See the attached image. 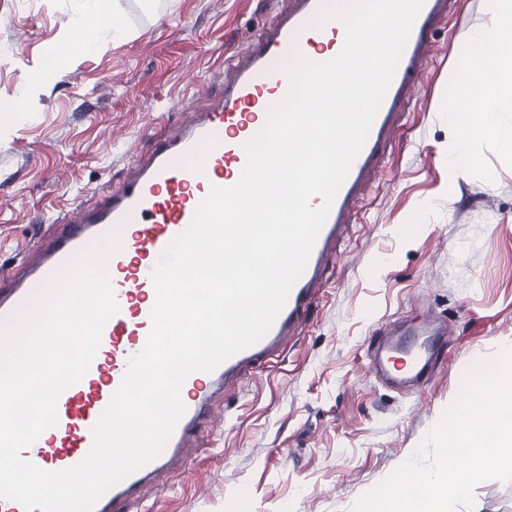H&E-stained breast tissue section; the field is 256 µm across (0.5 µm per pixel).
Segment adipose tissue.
Listing matches in <instances>:
<instances>
[{"label":"adipose tissue","instance_id":"adipose-tissue-1","mask_svg":"<svg viewBox=\"0 0 512 512\" xmlns=\"http://www.w3.org/2000/svg\"><path fill=\"white\" fill-rule=\"evenodd\" d=\"M485 24L457 53L478 59L475 72L457 82L448 100V127L455 149L448 161L461 172L471 161V143L499 128L502 113L512 112V0H486Z\"/></svg>","mask_w":512,"mask_h":512}]
</instances>
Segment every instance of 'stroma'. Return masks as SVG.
<instances>
[{
  "label": "stroma",
  "mask_w": 512,
  "mask_h": 512,
  "mask_svg": "<svg viewBox=\"0 0 512 512\" xmlns=\"http://www.w3.org/2000/svg\"><path fill=\"white\" fill-rule=\"evenodd\" d=\"M127 30L79 48L84 0H0V286L52 239L53 218L99 202L156 140L208 110L222 69L272 15L267 0H116ZM486 20L485 0H450L435 48L380 169L358 202L299 335L213 402L220 427L180 474L146 485L127 512H352L442 423L467 371L512 350V116L476 140L452 175L444 103L466 60L455 46ZM76 48L30 88L49 48ZM436 317L448 345L429 382L400 395L375 377L368 347L392 322Z\"/></svg>",
  "instance_id": "obj_1"
}]
</instances>
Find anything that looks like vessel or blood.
Segmentation results:
<instances>
[{
	"instance_id": "obj_1",
	"label": "vessel or blood",
	"mask_w": 512,
	"mask_h": 512,
	"mask_svg": "<svg viewBox=\"0 0 512 512\" xmlns=\"http://www.w3.org/2000/svg\"><path fill=\"white\" fill-rule=\"evenodd\" d=\"M450 0H423L391 84L366 142L341 184L302 275L267 333L253 345L226 359L215 371L195 372L181 389L186 411L163 452L105 492L92 512H122L137 497L144 480L165 471L202 436L201 420L217 387L230 383L245 368L278 351L301 327L313 302L326 262L354 220L356 199L382 159L398 121L428 63V33L448 15ZM270 22L247 46L224 59L231 77L224 95L199 119L159 139L151 156L135 164L124 186L103 203L64 214L55 221L56 235L24 278L0 293V329L18 320L33 290H44L60 270L111 238L121 248L107 264L118 307L106 322L101 343L88 372L57 400L58 423L21 451L23 459L46 471L79 463L89 452L92 428L120 387L129 360L146 345L157 304L153 273L165 250L192 224L212 187L231 181L246 163L245 145L265 126L271 108L286 95L289 78L284 61L309 55L315 38L335 46L344 29L340 20H322L325 0H280ZM447 338L421 325L395 339L378 343L373 367L389 384L404 388L426 383L437 353Z\"/></svg>"
}]
</instances>
